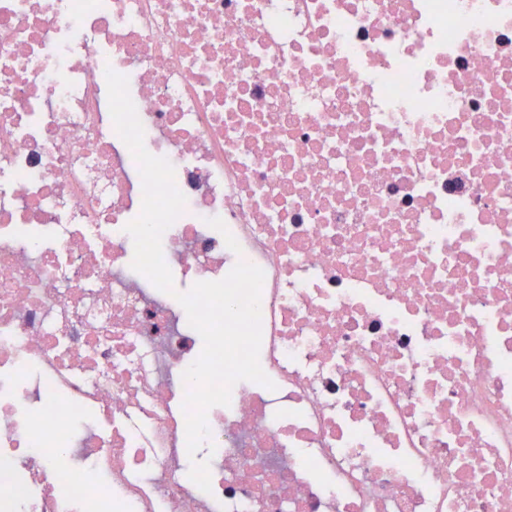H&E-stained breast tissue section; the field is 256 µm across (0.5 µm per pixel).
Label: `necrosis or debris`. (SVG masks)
I'll use <instances>...</instances> for the list:
<instances>
[{"mask_svg":"<svg viewBox=\"0 0 512 512\" xmlns=\"http://www.w3.org/2000/svg\"><path fill=\"white\" fill-rule=\"evenodd\" d=\"M109 68L176 290L264 272L208 493ZM0 512H512V0H0Z\"/></svg>","mask_w":512,"mask_h":512,"instance_id":"4bbe7bcc","label":"necrosis or debris"}]
</instances>
